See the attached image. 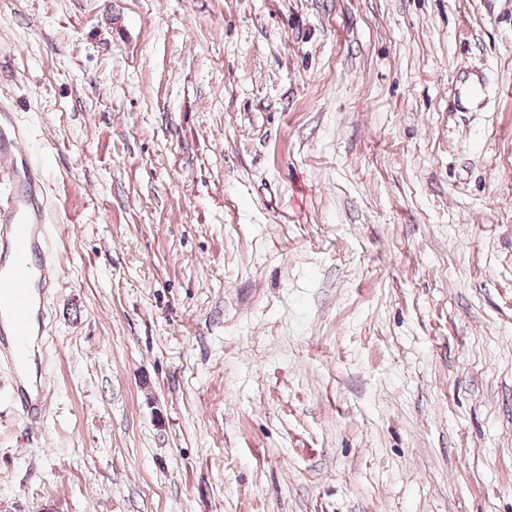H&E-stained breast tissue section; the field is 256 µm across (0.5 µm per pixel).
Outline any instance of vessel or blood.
<instances>
[{
    "label": "vessel or blood",
    "mask_w": 512,
    "mask_h": 512,
    "mask_svg": "<svg viewBox=\"0 0 512 512\" xmlns=\"http://www.w3.org/2000/svg\"><path fill=\"white\" fill-rule=\"evenodd\" d=\"M30 168L21 134L0 128V181L13 184L12 192L0 197V289L11 293L10 320L0 322V345L17 361L29 346L31 289L50 288L58 281L52 236L36 201Z\"/></svg>",
    "instance_id": "obj_1"
}]
</instances>
